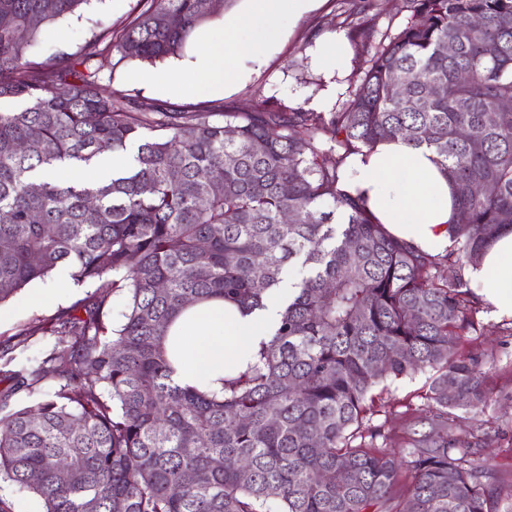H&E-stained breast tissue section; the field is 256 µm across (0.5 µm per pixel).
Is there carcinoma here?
I'll list each match as a JSON object with an SVG mask.
<instances>
[{
    "label": "carcinoma",
    "instance_id": "carcinoma-1",
    "mask_svg": "<svg viewBox=\"0 0 512 512\" xmlns=\"http://www.w3.org/2000/svg\"><path fill=\"white\" fill-rule=\"evenodd\" d=\"M88 2L0 0V99L23 103L0 111V304L66 266L77 283L112 277L123 323L108 329L94 294L0 350V480L43 512H512L453 433L455 411L497 401L462 271L512 226V112L496 111L512 99V0H401L411 20L337 112L105 97L95 58L174 56L216 7L140 0L79 57L34 60L43 30ZM386 139L433 149L448 174L453 278L343 189L345 160ZM110 156L123 164L103 177H50ZM293 264L304 275L224 398L175 384L164 339L179 313L213 298L264 310ZM420 372L429 431L378 443L367 396Z\"/></svg>",
    "mask_w": 512,
    "mask_h": 512
}]
</instances>
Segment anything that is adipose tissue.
Listing matches in <instances>:
<instances>
[{"label":"adipose tissue","mask_w":512,"mask_h":512,"mask_svg":"<svg viewBox=\"0 0 512 512\" xmlns=\"http://www.w3.org/2000/svg\"><path fill=\"white\" fill-rule=\"evenodd\" d=\"M245 8L224 17V38L199 45L178 69L195 73L184 84L188 95L223 93L249 75L248 63H262L279 41L284 24H296L323 0H243ZM436 154L427 147L383 141L346 162V187L363 193L375 220L393 237L428 256L453 244V199ZM472 288L500 318H512V228L502 230L479 263L470 268ZM266 317L237 304L213 299L188 306L168 330L165 347L172 378L182 387L222 395L225 377L254 362Z\"/></svg>","instance_id":"obj_1"}]
</instances>
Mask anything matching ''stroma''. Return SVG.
<instances>
[{"label": "stroma", "instance_id": "35a3bbf8", "mask_svg": "<svg viewBox=\"0 0 512 512\" xmlns=\"http://www.w3.org/2000/svg\"><path fill=\"white\" fill-rule=\"evenodd\" d=\"M140 9L139 0H92L76 15L47 27L39 36L33 54L43 60L56 55L79 54L85 42L99 28L128 23ZM358 15L371 24L368 40L350 45V54L338 92H330V79L326 78L315 60V51L325 33L339 31L347 16ZM409 12L397 11L396 0H325L323 7L306 16L294 26L292 33L281 35L278 47L249 78L231 93L218 97L188 96L177 93L174 85L154 89L140 83L139 73L144 71L172 75L173 59L150 63L138 59L122 58L113 51L97 57V68L102 91L116 92L149 103L167 102L173 108L185 111L224 106L225 110L245 112L259 102L285 105L291 108L311 109L313 101L324 100L325 111L338 110L359 84L367 60L382 35L404 26ZM51 288L52 296L45 302H34L33 296L43 288ZM97 293L107 296L109 310L106 321L117 326L124 305L122 294L114 292L111 278L78 285L74 281L51 278L19 291L0 305V347L15 341L20 329L49 323L78 300ZM479 317L485 326L480 341L493 347L496 366L492 372L499 402L483 416L484 429L490 437L489 448L479 450L478 457L497 471L500 485L512 489V320L497 319L489 307H481ZM428 387L426 374L390 379L378 386L370 420L382 426L393 443L406 445L414 424L426 415L423 395Z\"/></svg>", "mask_w": 512, "mask_h": 512}]
</instances>
